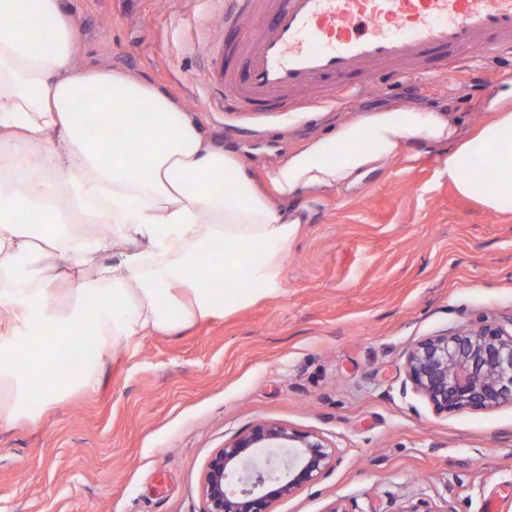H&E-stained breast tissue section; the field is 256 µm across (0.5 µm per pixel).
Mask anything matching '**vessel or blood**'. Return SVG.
Wrapping results in <instances>:
<instances>
[{
  "instance_id": "obj_1",
  "label": "vessel or blood",
  "mask_w": 512,
  "mask_h": 512,
  "mask_svg": "<svg viewBox=\"0 0 512 512\" xmlns=\"http://www.w3.org/2000/svg\"><path fill=\"white\" fill-rule=\"evenodd\" d=\"M247 14L261 23L206 44L223 112H294L512 55V0H224L226 28Z\"/></svg>"
}]
</instances>
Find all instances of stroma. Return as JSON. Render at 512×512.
<instances>
[{"mask_svg": "<svg viewBox=\"0 0 512 512\" xmlns=\"http://www.w3.org/2000/svg\"><path fill=\"white\" fill-rule=\"evenodd\" d=\"M77 65L148 80L194 112L255 179L339 119L449 113L471 130L512 62L474 63L351 102L237 114L207 104L201 46L224 0H63ZM437 147L405 151L353 192L300 201L276 296L138 340L92 391L0 427V512H203L210 457L258 422L322 437L335 465L273 512H512V405L439 416L404 392L407 350L482 318L512 324V215L460 195Z\"/></svg>", "mask_w": 512, "mask_h": 512, "instance_id": "stroma-1", "label": "stroma"}]
</instances>
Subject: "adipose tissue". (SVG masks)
<instances>
[{
  "mask_svg": "<svg viewBox=\"0 0 512 512\" xmlns=\"http://www.w3.org/2000/svg\"><path fill=\"white\" fill-rule=\"evenodd\" d=\"M61 0H0V426L97 386L133 341L276 295L299 198L363 185L407 143L444 145L463 196L512 215V82L461 133L443 113L386 108L338 122L258 184L157 86L75 63ZM100 117L85 131V108ZM37 230L18 223L21 210ZM108 224L112 233L95 227ZM126 245L118 260L100 254Z\"/></svg>",
  "mask_w": 512,
  "mask_h": 512,
  "instance_id": "obj_1",
  "label": "adipose tissue"
}]
</instances>
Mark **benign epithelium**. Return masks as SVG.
Here are the masks:
<instances>
[{"mask_svg":"<svg viewBox=\"0 0 512 512\" xmlns=\"http://www.w3.org/2000/svg\"><path fill=\"white\" fill-rule=\"evenodd\" d=\"M403 390L438 414L512 405V331L486 319L417 342L407 353ZM336 449L312 434L258 423L207 463L204 512H271L272 504L319 480Z\"/></svg>","mask_w":512,"mask_h":512,"instance_id":"obj_1","label":"benign epithelium"}]
</instances>
